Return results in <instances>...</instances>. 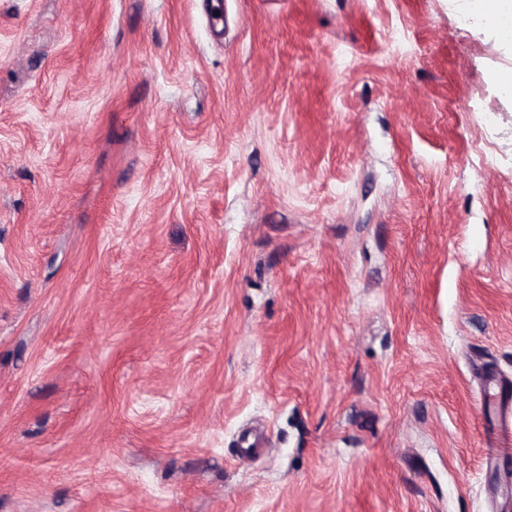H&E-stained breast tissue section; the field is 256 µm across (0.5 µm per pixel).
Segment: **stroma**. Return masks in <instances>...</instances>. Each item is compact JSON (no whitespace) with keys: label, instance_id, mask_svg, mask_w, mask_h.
Wrapping results in <instances>:
<instances>
[{"label":"stroma","instance_id":"obj_1","mask_svg":"<svg viewBox=\"0 0 512 512\" xmlns=\"http://www.w3.org/2000/svg\"><path fill=\"white\" fill-rule=\"evenodd\" d=\"M506 70L452 0H0V512H512ZM492 427V436L487 447V463L495 464L499 459L507 461L512 456V383L495 376H488L480 396Z\"/></svg>","mask_w":512,"mask_h":512}]
</instances>
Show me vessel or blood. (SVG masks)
Segmentation results:
<instances>
[{
    "label": "vessel or blood",
    "instance_id": "obj_1",
    "mask_svg": "<svg viewBox=\"0 0 512 512\" xmlns=\"http://www.w3.org/2000/svg\"><path fill=\"white\" fill-rule=\"evenodd\" d=\"M480 404L492 427L487 447L488 464L512 458V382L490 376L484 384Z\"/></svg>",
    "mask_w": 512,
    "mask_h": 512
}]
</instances>
